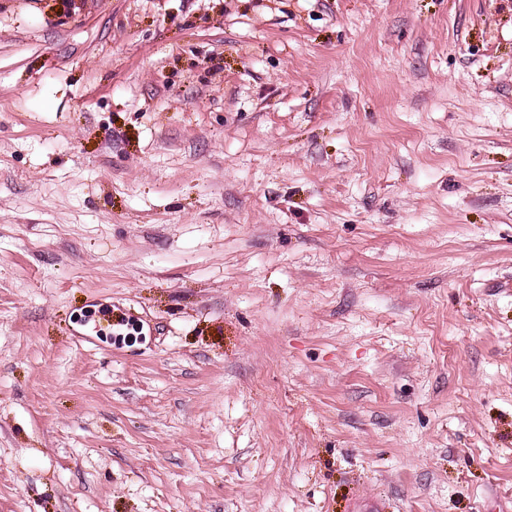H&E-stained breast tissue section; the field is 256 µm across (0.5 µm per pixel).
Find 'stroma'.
I'll return each mask as SVG.
<instances>
[{
  "instance_id": "1",
  "label": "stroma",
  "mask_w": 512,
  "mask_h": 512,
  "mask_svg": "<svg viewBox=\"0 0 512 512\" xmlns=\"http://www.w3.org/2000/svg\"><path fill=\"white\" fill-rule=\"evenodd\" d=\"M512 0H0V512H512Z\"/></svg>"
}]
</instances>
